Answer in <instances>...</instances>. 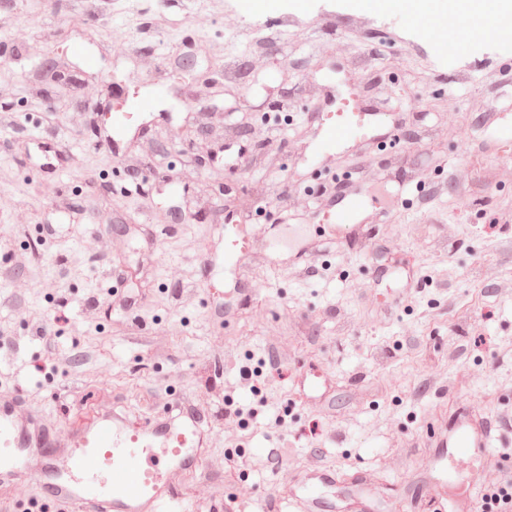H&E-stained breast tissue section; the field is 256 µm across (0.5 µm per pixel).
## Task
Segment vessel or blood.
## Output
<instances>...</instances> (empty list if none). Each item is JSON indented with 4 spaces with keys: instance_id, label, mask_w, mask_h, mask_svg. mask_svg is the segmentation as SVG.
Wrapping results in <instances>:
<instances>
[{
    "instance_id": "1",
    "label": "vessel or blood",
    "mask_w": 512,
    "mask_h": 512,
    "mask_svg": "<svg viewBox=\"0 0 512 512\" xmlns=\"http://www.w3.org/2000/svg\"><path fill=\"white\" fill-rule=\"evenodd\" d=\"M153 95L132 92L112 114L115 144L138 117L152 109ZM312 132L313 153L329 160L348 144L382 142L385 115L369 110L355 93L323 105ZM364 207L360 192L317 199L314 218L327 225L332 237H343L345 226ZM222 246L204 260L207 277L218 269L240 272L255 245L250 225L227 221L219 230ZM212 412L187 399L164 405L161 412L132 421L112 411L60 435L45 428L40 417L22 407L18 392H0V491L36 485L41 495L62 512H222L220 505L201 506L188 498L180 477L210 481L203 451L213 445ZM512 437V429L495 424L469 408H459L433 427L429 446L440 470L466 465L467 495L448 500L442 482L424 484L410 496L408 512L422 505L434 512H480L479 491L485 483L490 450ZM319 498L310 489L287 490L262 503L237 501L235 512H319Z\"/></svg>"
}]
</instances>
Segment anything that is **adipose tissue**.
<instances>
[{
  "label": "adipose tissue",
  "mask_w": 512,
  "mask_h": 512,
  "mask_svg": "<svg viewBox=\"0 0 512 512\" xmlns=\"http://www.w3.org/2000/svg\"><path fill=\"white\" fill-rule=\"evenodd\" d=\"M377 5L405 12L423 26L466 15L470 21L468 37L472 40L486 32L489 20L512 17V0H377Z\"/></svg>",
  "instance_id": "obj_1"
}]
</instances>
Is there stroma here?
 Instances as JSON below:
<instances>
[{
	"label": "stroma",
	"mask_w": 512,
	"mask_h": 512,
	"mask_svg": "<svg viewBox=\"0 0 512 512\" xmlns=\"http://www.w3.org/2000/svg\"><path fill=\"white\" fill-rule=\"evenodd\" d=\"M81 43L95 67L72 54ZM189 53L194 77L178 66ZM48 55L69 75L51 88ZM132 72L165 94L146 133L111 153L96 109ZM350 88L413 138L336 153L374 210L335 244L304 191L335 188L305 162L308 115ZM509 96L512 37L452 48L441 28L352 0H0V296L17 300L0 304V391L69 428L115 406L137 418L217 403L214 478L185 479L189 497L264 501L320 460L382 476L368 512H406L432 472L429 422L462 406L512 416V148L485 126ZM200 128L217 152L203 165ZM35 137L66 144L55 172H41ZM137 162L145 179H125ZM171 205L189 220L163 219ZM224 209L257 241L211 295L203 249ZM104 263L126 273L120 289ZM224 287L234 301L218 329Z\"/></svg>",
	"instance_id": "1"
}]
</instances>
